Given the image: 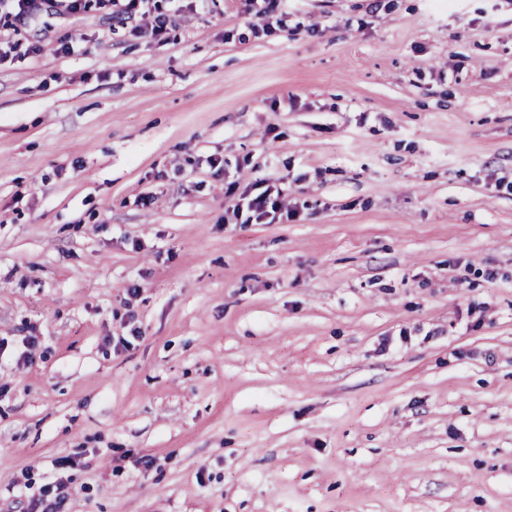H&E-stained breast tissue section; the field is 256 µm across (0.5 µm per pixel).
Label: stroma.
Masks as SVG:
<instances>
[{
	"label": "stroma",
	"mask_w": 512,
	"mask_h": 512,
	"mask_svg": "<svg viewBox=\"0 0 512 512\" xmlns=\"http://www.w3.org/2000/svg\"><path fill=\"white\" fill-rule=\"evenodd\" d=\"M157 5L0 8V512H512V0ZM127 2L123 9L118 11L114 18L119 19L120 15L140 13L142 16L150 17L151 21L146 28V32L153 38H166L169 34L168 17L158 12V7L154 0H124ZM273 187L268 185L266 188L252 196L247 203L248 210L251 212L248 220L259 224H270L276 219V215L281 210L279 197L280 191L276 190V197L273 196ZM270 219L269 221H266Z\"/></svg>",
	"instance_id": "35a3bbf8"
}]
</instances>
